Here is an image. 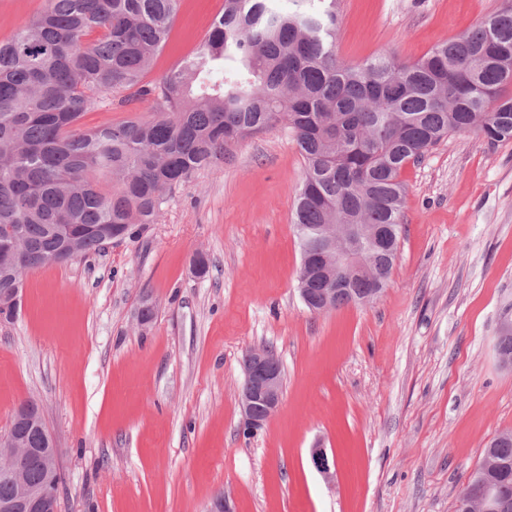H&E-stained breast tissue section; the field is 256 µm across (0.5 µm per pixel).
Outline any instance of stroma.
I'll list each match as a JSON object with an SVG mask.
<instances>
[{
  "instance_id": "obj_1",
  "label": "stroma",
  "mask_w": 512,
  "mask_h": 512,
  "mask_svg": "<svg viewBox=\"0 0 512 512\" xmlns=\"http://www.w3.org/2000/svg\"><path fill=\"white\" fill-rule=\"evenodd\" d=\"M502 5L343 0L336 51L414 60ZM45 7L0 0V41ZM223 10L182 0L145 81L177 66ZM145 116L109 95L81 124ZM303 169L285 124L254 133L176 188L135 239L26 274L19 315L0 326V432L37 400L61 512H208L218 494L231 512H454L487 445L512 431V367L494 346L512 305V141L453 134L407 164L385 290L320 315L297 288ZM259 347L281 362L283 401L249 435L238 392L242 357ZM318 442L336 457L329 481L309 459Z\"/></svg>"
}]
</instances>
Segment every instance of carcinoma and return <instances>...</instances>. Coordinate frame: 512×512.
<instances>
[{
    "mask_svg": "<svg viewBox=\"0 0 512 512\" xmlns=\"http://www.w3.org/2000/svg\"><path fill=\"white\" fill-rule=\"evenodd\" d=\"M181 0H47L42 13L0 42V230L47 255L71 243L69 259L105 249L98 232L115 224L134 238L156 223L166 194L210 167L240 139L285 121L304 160L293 227L300 288H327L326 224L402 228L401 169L452 133L489 143L512 140V0L476 27L416 60L383 53L359 64L336 54V0H224V12L178 66L143 82L170 38ZM148 103L151 120L84 129L83 114L107 94ZM112 177L102 188L99 176ZM0 235V290L6 267L23 277L40 263H15ZM369 271L349 283L375 296L393 257L360 240ZM512 365V326L495 336ZM491 489L496 512H512V432L484 450L457 496Z\"/></svg>",
    "mask_w": 512,
    "mask_h": 512,
    "instance_id": "carcinoma-1",
    "label": "carcinoma"
}]
</instances>
